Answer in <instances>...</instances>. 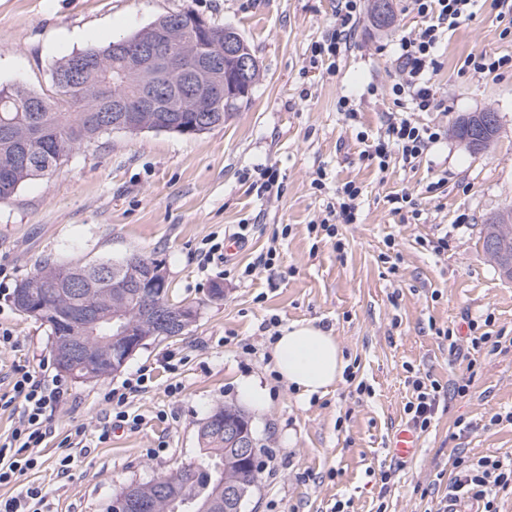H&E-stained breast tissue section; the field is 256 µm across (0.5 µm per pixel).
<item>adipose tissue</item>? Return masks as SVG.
Listing matches in <instances>:
<instances>
[{
    "instance_id": "ef3b65f1",
    "label": "adipose tissue",
    "mask_w": 512,
    "mask_h": 512,
    "mask_svg": "<svg viewBox=\"0 0 512 512\" xmlns=\"http://www.w3.org/2000/svg\"><path fill=\"white\" fill-rule=\"evenodd\" d=\"M273 355L281 377L304 396L326 392L345 367L336 336L311 323L283 328L273 345Z\"/></svg>"
}]
</instances>
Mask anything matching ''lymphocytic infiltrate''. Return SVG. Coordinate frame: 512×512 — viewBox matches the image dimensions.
Segmentation results:
<instances>
[{
  "label": "lymphocytic infiltrate",
  "mask_w": 512,
  "mask_h": 512,
  "mask_svg": "<svg viewBox=\"0 0 512 512\" xmlns=\"http://www.w3.org/2000/svg\"><path fill=\"white\" fill-rule=\"evenodd\" d=\"M413 10L422 18V25L402 37L396 49L399 77L390 88L395 103H408L412 116L390 119L383 134L373 139L361 158L378 170H386L392 155H399L403 164L416 166L422 156L442 137L439 129L420 124L414 113L429 112L437 102L431 82L438 67L437 52L445 31L472 18L476 0H411ZM361 13V0H338L336 20L330 25L310 57L311 63L336 64L349 49ZM362 190L354 182H345L336 190V204L331 210L332 222L309 225V232L324 231L327 237L338 234L342 224L358 220ZM151 378L149 369L139 370L135 377L103 393L110 423L101 428V439H108L113 424L132 422L127 406L132 394L146 391ZM10 389L0 393V410H18L15 426L6 439L0 440V485H7L37 467L33 451L42 447L50 433L48 413L54 410L67 392L60 378H46L43 372L27 365H16L10 375ZM412 398L405 406L409 421L417 432L428 431L438 412L444 394L438 380L428 376H412ZM512 489V460L497 456L480 457L458 453L452 460L448 480L450 497L481 503V512H497L499 491Z\"/></svg>",
  "instance_id": "f902f5d3"
}]
</instances>
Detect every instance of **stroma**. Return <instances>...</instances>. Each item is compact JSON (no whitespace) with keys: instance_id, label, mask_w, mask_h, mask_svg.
Segmentation results:
<instances>
[{"instance_id":"stroma-1","label":"stroma","mask_w":512,"mask_h":512,"mask_svg":"<svg viewBox=\"0 0 512 512\" xmlns=\"http://www.w3.org/2000/svg\"><path fill=\"white\" fill-rule=\"evenodd\" d=\"M336 0H0V86L42 94L64 55L103 47L158 17L192 9L218 25L235 27L250 44L259 77L249 100L228 113L221 127L196 136L162 131L101 136L71 154L56 172L25 183L0 202V328L18 339L0 350V391L15 365L38 366L52 355L48 326L16 309L14 287L46 260L85 265L129 253L164 262L171 296L199 309L184 335L149 341L117 373L94 380L66 377L68 395L53 411L52 435L37 449L38 466L16 483L0 486V499L39 486L47 512H106L127 486L147 483L193 462L198 428L210 412L234 406L252 420L257 438L276 454L278 468L259 472L243 512H432L448 493L455 452L511 456L512 424L492 423L512 411V281L484 253L480 236L490 217L512 209V71L478 74L466 58L481 52L512 55L495 0H478L470 20L445 32L441 66L432 77L440 105L415 113L443 139L415 168L392 158L385 172L360 159L367 138L384 131L398 111L390 87L398 78L393 50L419 27L410 0H393L394 20L373 26L362 11L349 51L335 73L309 59L336 19ZM354 100L360 124L339 111ZM493 109L499 133L483 153L469 152L453 136L465 115ZM277 169L280 198L265 202L247 174ZM324 188H315L316 174ZM360 186L361 215L339 226L335 239L309 234L337 187ZM438 183L428 192L430 183ZM409 191L420 215L392 211L390 198ZM250 225L241 252L204 264L202 249ZM279 240L274 270L243 276ZM447 237L435 253L431 240ZM223 297L211 294L213 286ZM491 314L497 349L474 352L467 321ZM312 323L332 331L354 381L339 379L309 397L282 379L264 325ZM459 335L449 351L445 329ZM179 352L175 373L156 371L128 411L138 428L114 429L99 441L103 391L139 367ZM476 374L466 398L445 395L413 459H393L389 444L407 425L410 374L430 375L453 387ZM250 381L260 399L245 398ZM366 393H358L357 385ZM84 428V445L72 449L67 473L56 465L58 442ZM394 468L389 486L378 471Z\"/></svg>"}]
</instances>
